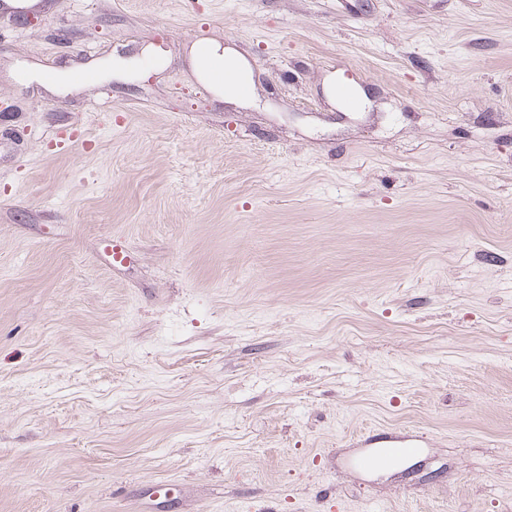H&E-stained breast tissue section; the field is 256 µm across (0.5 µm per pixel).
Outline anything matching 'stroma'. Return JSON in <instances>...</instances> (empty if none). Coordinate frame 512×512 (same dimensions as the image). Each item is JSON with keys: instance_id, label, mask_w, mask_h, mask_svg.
Here are the masks:
<instances>
[{"instance_id": "stroma-1", "label": "stroma", "mask_w": 512, "mask_h": 512, "mask_svg": "<svg viewBox=\"0 0 512 512\" xmlns=\"http://www.w3.org/2000/svg\"><path fill=\"white\" fill-rule=\"evenodd\" d=\"M13 2L0 512H512V0ZM219 49H220V47L215 45V44L201 45V46L197 47L196 55L198 56L199 51L205 50L212 57H215V58L223 60L224 63L228 67L237 70L242 75L244 80L245 79L248 80L246 63L240 57H238L237 55H235V54H233L231 52L225 53L223 51V52L220 53ZM371 448L359 460V465L368 470H382L393 462L410 458L419 453L425 443L423 436L388 434L377 439H368Z\"/></svg>"}]
</instances>
